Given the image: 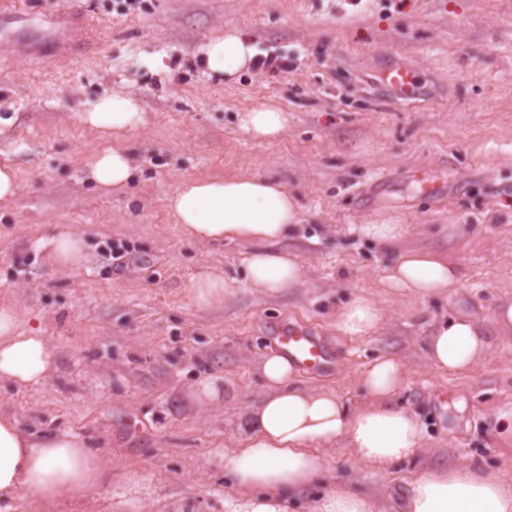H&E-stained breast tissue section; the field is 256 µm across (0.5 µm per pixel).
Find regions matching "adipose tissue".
Here are the masks:
<instances>
[{"label":"adipose tissue","instance_id":"adipose-tissue-1","mask_svg":"<svg viewBox=\"0 0 512 512\" xmlns=\"http://www.w3.org/2000/svg\"><path fill=\"white\" fill-rule=\"evenodd\" d=\"M207 70L231 80L256 65L258 52L247 32L226 28L200 50ZM81 122L110 149L97 154L86 173L105 195L130 183L135 168L122 143L146 124L138 98L115 91L89 102ZM240 129L257 140L278 139L288 115L272 106L240 113ZM174 221L202 243H245L247 280L267 293L296 288L304 268L296 254L281 245L301 221L296 196L279 181L258 175L202 176L182 180L167 198ZM49 264L65 273L86 260L85 237L66 226L53 227L37 241ZM460 280L458 268L437 252L411 249L400 254L382 280L384 287L427 300L447 294ZM232 279L215 268L197 273L189 299L198 309L222 305L232 294ZM383 322L377 305L360 295L336 316V329L354 338L371 335ZM426 357L439 372H463L489 350L487 333L471 316L433 319ZM55 369V353L41 328L23 327L10 304L0 305V381L20 388L43 384ZM266 395L248 408L238 435L220 458L229 492L228 512H288L289 502L323 484L310 512H384L381 500L339 483H325L324 449L346 444L367 465L389 470L406 465L425 446L419 414L400 404L406 367L394 356L373 361L360 378L368 395L354 405L329 390L300 387L298 371L285 355L265 357ZM106 471L82 435L61 429L39 436L22 431L14 416L0 415V512H10L22 494L47 502L74 499L100 486ZM398 512H512V481L503 471L471 462L422 469L403 491Z\"/></svg>","mask_w":512,"mask_h":512}]
</instances>
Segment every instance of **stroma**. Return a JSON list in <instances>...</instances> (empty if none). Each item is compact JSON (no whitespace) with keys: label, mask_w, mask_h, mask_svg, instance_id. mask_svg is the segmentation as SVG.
Returning a JSON list of instances; mask_svg holds the SVG:
<instances>
[{"label":"stroma","mask_w":512,"mask_h":512,"mask_svg":"<svg viewBox=\"0 0 512 512\" xmlns=\"http://www.w3.org/2000/svg\"><path fill=\"white\" fill-rule=\"evenodd\" d=\"M235 26L270 64L233 84L207 77L197 54ZM409 65L420 101L382 83ZM129 89L148 116L125 147L137 177L100 194L84 177L107 141L81 123L86 101ZM275 102L288 129L246 137L239 112ZM0 150L19 170L0 206V301L42 326L56 354L46 385L0 382V412L23 431L70 429L108 467L77 501L22 495L13 512H226L220 447L266 393L260 365L275 329L294 324L334 354L327 375L301 378L359 404L358 377L382 354L402 359L403 404L421 414L428 443L409 465L365 469L351 449L324 453L326 478L387 497L413 472L462 460L512 473L499 428L512 411V337H491L473 370L428 364L430 318L464 313L490 324L512 299V0H21L0 14ZM249 172L293 193L302 221L285 242L303 263L302 287L269 295L247 282L244 244H204L172 224L168 194L190 176ZM395 215L404 245L438 250L461 278L446 297L413 302L381 288L398 251L357 227ZM55 224L82 232L84 266L61 275L34 248ZM235 281L223 306L188 299L200 267ZM387 322L354 339L336 314L359 294ZM202 378L220 400L187 397Z\"/></svg>","instance_id":"stroma-1"}]
</instances>
